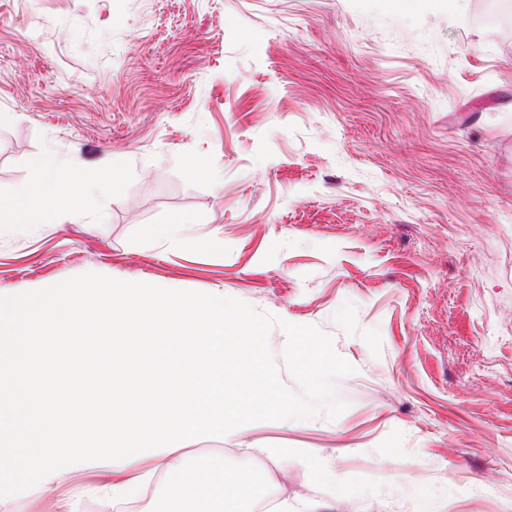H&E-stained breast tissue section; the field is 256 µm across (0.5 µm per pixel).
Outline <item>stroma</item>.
Masks as SVG:
<instances>
[{"label":"stroma","mask_w":512,"mask_h":512,"mask_svg":"<svg viewBox=\"0 0 512 512\" xmlns=\"http://www.w3.org/2000/svg\"><path fill=\"white\" fill-rule=\"evenodd\" d=\"M479 3L0 0V296L94 272L317 326L346 410L188 458L256 466L276 512H512V43ZM44 154L116 175L49 210ZM155 465L113 512H152ZM102 479L0 512H99Z\"/></svg>","instance_id":"1"}]
</instances>
